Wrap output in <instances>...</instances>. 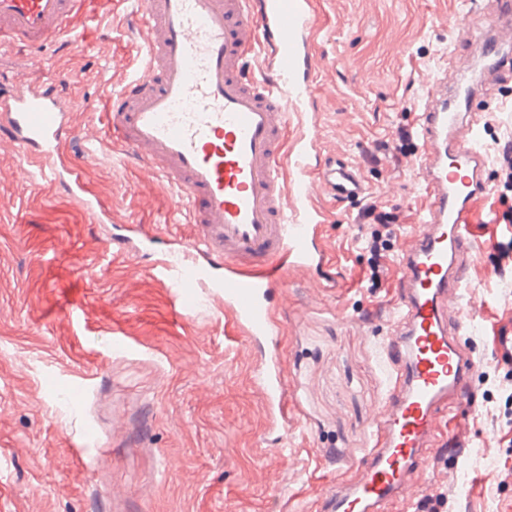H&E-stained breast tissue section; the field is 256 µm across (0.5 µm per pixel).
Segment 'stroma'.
I'll return each instance as SVG.
<instances>
[{
	"mask_svg": "<svg viewBox=\"0 0 512 512\" xmlns=\"http://www.w3.org/2000/svg\"><path fill=\"white\" fill-rule=\"evenodd\" d=\"M496 0H307L316 70L313 91L292 116L317 125L319 163L360 169L364 201L399 209L380 287H371L364 247L372 227L355 202L329 195L314 205L335 262V289L301 271L276 297L278 352L296 427L288 456L267 452L272 419L255 383L256 354L224 334L220 308L184 320L155 275L154 257L115 255L117 226L143 225L167 243L192 233L162 178L108 149L64 148L112 215L108 224L41 177L0 179V512H319L325 487L352 480L374 445L370 421L388 393L384 355L398 297L397 257L428 205L416 160L369 163L391 145L401 118L419 125L425 80L472 55ZM139 0H92L70 42L43 49L46 74L71 77L75 127L101 122L110 94L144 65ZM468 40H458L456 21ZM493 93L475 87L470 108L496 113L485 128V210L502 213L496 155L512 144V59ZM466 269L479 296L474 331L457 341L479 364L475 405H448L434 468L417 498L392 512H419L421 497L447 489L455 512H512V240L504 224L477 231ZM80 300L74 314L64 303ZM132 347L113 352V335ZM94 374L66 402L65 380Z\"/></svg>",
	"mask_w": 512,
	"mask_h": 512,
	"instance_id": "obj_1",
	"label": "stroma"
}]
</instances>
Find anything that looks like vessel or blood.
I'll use <instances>...</instances> for the list:
<instances>
[{"label":"vessel or blood","instance_id":"obj_1","mask_svg":"<svg viewBox=\"0 0 512 512\" xmlns=\"http://www.w3.org/2000/svg\"><path fill=\"white\" fill-rule=\"evenodd\" d=\"M85 0H0V46L31 50L28 69L41 68V47L62 41ZM145 65L110 98L101 128L78 130L73 102L60 78L20 80L0 88V139L22 154L16 174H40L50 187L99 200L81 172L63 159L72 138L144 164L179 190L192 218L187 244L162 252L153 265L175 297L182 319L222 301L225 332L262 345L255 378L270 409L288 415V383L274 340L271 298L291 269L332 278L323 247L317 191L355 199L365 191L349 162L318 165L315 123L293 150L283 147L292 112L310 92L306 0H143ZM483 43L485 73L512 40V0H499ZM266 46L273 65L262 78L244 74L248 55ZM447 79L428 83L421 112L418 177L426 214L402 249L387 401L371 421L374 446L354 480L329 486L321 512H386L412 498L434 467L442 416L452 400H471L477 365L455 339L474 308L464 305L466 266L479 254L471 228L491 223L480 207L486 191L483 115L453 107ZM51 160L33 171L31 164Z\"/></svg>","mask_w":512,"mask_h":512}]
</instances>
